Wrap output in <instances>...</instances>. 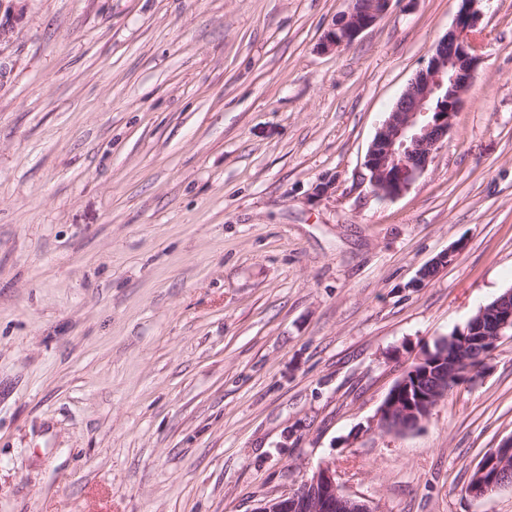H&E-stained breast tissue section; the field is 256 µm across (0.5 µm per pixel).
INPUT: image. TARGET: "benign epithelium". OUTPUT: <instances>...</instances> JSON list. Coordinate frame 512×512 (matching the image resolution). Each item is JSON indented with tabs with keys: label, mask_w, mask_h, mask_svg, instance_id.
<instances>
[{
	"label": "benign epithelium",
	"mask_w": 512,
	"mask_h": 512,
	"mask_svg": "<svg viewBox=\"0 0 512 512\" xmlns=\"http://www.w3.org/2000/svg\"><path fill=\"white\" fill-rule=\"evenodd\" d=\"M392 0H351L321 40L334 52L379 22ZM453 26L441 39L426 67L420 69L378 128L365 157L366 179L377 196L396 198L410 189L432 163L453 126L464 95L476 77L482 45L473 38L481 0H459ZM512 334V305L500 301L483 306L467 324L446 337L454 345L436 355L427 350L416 361L418 373H404L377 413V428L406 433L419 429L437 403L448 396V381L476 372L472 363L485 360L498 342ZM466 494L479 499L503 486L512 471V437L486 452ZM255 512H373L363 500L342 493L328 467L313 472L295 490L260 504Z\"/></svg>",
	"instance_id": "obj_1"
}]
</instances>
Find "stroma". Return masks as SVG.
I'll list each match as a JSON object with an SVG mask.
<instances>
[{
    "label": "stroma",
    "instance_id": "35a3bbf8",
    "mask_svg": "<svg viewBox=\"0 0 512 512\" xmlns=\"http://www.w3.org/2000/svg\"><path fill=\"white\" fill-rule=\"evenodd\" d=\"M457 7L325 53L348 0H0V512H255L322 465L373 512H512L465 493L512 437V336L376 426L512 288V0L427 171L365 178ZM510 296L512 290L506 300L481 307L463 328L454 330L445 338L447 347L438 356L426 350L415 362L421 368L419 374L414 369L407 370L384 400L377 413V428L398 433L415 431L429 419L437 403L453 391L448 381L454 380L459 386L463 384V376L469 378L475 372L470 378L472 381L482 364L476 368L471 364L476 361L483 363L498 342L512 334V303L511 306L504 305ZM450 344L454 345L455 353L448 363ZM441 365L440 378L429 386V390L419 385V379L432 378L431 371ZM409 371H412L414 384L410 381Z\"/></svg>",
    "mask_w": 512,
    "mask_h": 512
}]
</instances>
